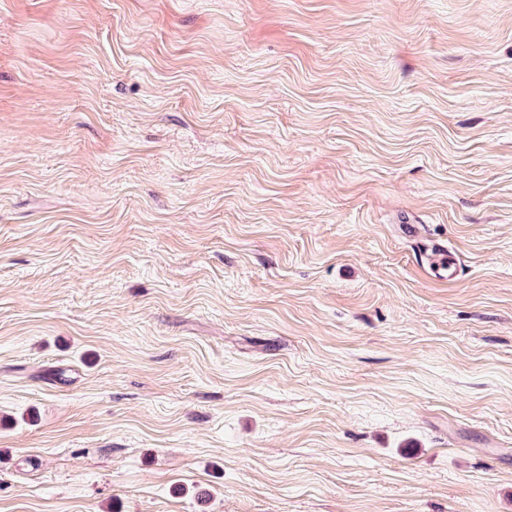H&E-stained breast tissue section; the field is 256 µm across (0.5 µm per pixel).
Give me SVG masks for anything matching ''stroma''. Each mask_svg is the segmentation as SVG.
I'll return each mask as SVG.
<instances>
[{"mask_svg": "<svg viewBox=\"0 0 512 512\" xmlns=\"http://www.w3.org/2000/svg\"><path fill=\"white\" fill-rule=\"evenodd\" d=\"M0 512H512V0H0Z\"/></svg>", "mask_w": 512, "mask_h": 512, "instance_id": "35a3bbf8", "label": "stroma"}]
</instances>
